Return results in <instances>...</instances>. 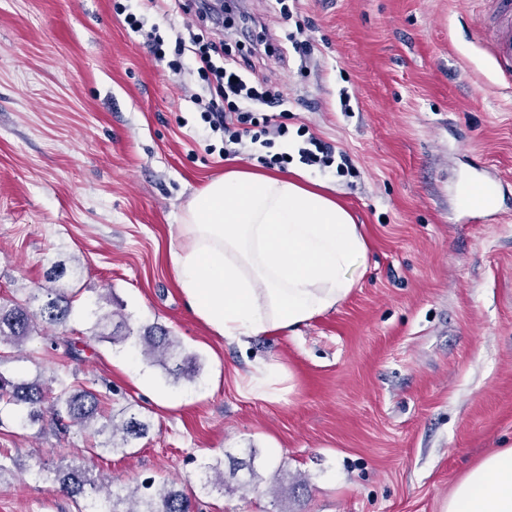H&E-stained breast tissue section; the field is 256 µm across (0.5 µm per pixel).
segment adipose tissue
Wrapping results in <instances>:
<instances>
[{
  "label": "adipose tissue",
  "instance_id": "adipose-tissue-1",
  "mask_svg": "<svg viewBox=\"0 0 512 512\" xmlns=\"http://www.w3.org/2000/svg\"><path fill=\"white\" fill-rule=\"evenodd\" d=\"M367 255L360 225L323 183L234 164L184 207L169 261L193 315L239 341L335 309ZM443 512H512V448L472 468Z\"/></svg>",
  "mask_w": 512,
  "mask_h": 512
}]
</instances>
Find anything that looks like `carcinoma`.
Masks as SVG:
<instances>
[{"label": "carcinoma", "mask_w": 512, "mask_h": 512, "mask_svg": "<svg viewBox=\"0 0 512 512\" xmlns=\"http://www.w3.org/2000/svg\"><path fill=\"white\" fill-rule=\"evenodd\" d=\"M63 274L52 266L46 272V285L33 289L24 300L0 301V345L13 349L38 337L50 348L57 347L56 333L67 323L74 299L69 289L59 284ZM92 314L96 317L94 337L114 343L134 340L143 348L144 356L161 366L175 382L197 377L195 355L187 352L167 328L152 324L136 332L123 314L103 310L98 301L93 304ZM114 316L118 317L115 323ZM102 402L103 396L96 391L74 389L57 376L47 381L17 382L0 372V405L14 407L23 427L42 422L44 405L48 403L55 420L64 428L76 426L92 431L94 436H105L99 442L105 451L124 452L133 440L147 435L149 423L130 412V407L121 408L128 417L118 421L113 412L102 408ZM97 447L91 448L90 457L51 471L40 467L37 475L58 483L71 497L85 500L82 512H194L196 492L192 488L157 485L150 478L132 489L114 487L103 474L93 472ZM199 489L224 490V470L220 465L205 466Z\"/></svg>", "instance_id": "cac0c4a2"}]
</instances>
